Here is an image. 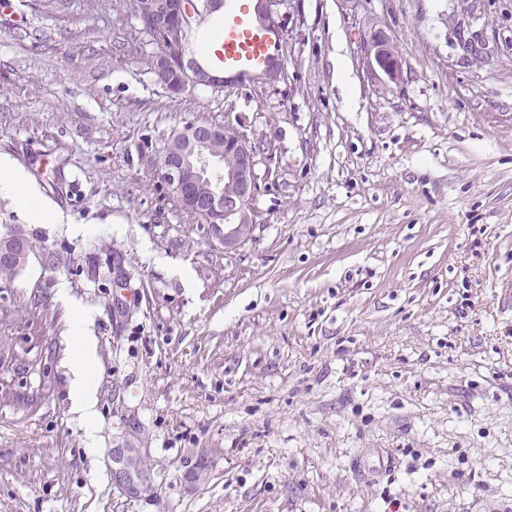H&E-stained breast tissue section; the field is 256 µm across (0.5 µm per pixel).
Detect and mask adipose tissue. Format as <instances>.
Here are the masks:
<instances>
[{"label":"adipose tissue","instance_id":"adipose-tissue-1","mask_svg":"<svg viewBox=\"0 0 512 512\" xmlns=\"http://www.w3.org/2000/svg\"><path fill=\"white\" fill-rule=\"evenodd\" d=\"M18 199L36 224H51L56 219L55 206L45 199L26 175L8 159L0 158V195ZM72 319L69 331L70 352L68 369L72 399L71 411L83 422L88 444L96 442L98 417V341L89 332L93 321L91 310L71 303Z\"/></svg>","mask_w":512,"mask_h":512}]
</instances>
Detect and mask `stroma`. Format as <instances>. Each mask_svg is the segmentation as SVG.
Returning <instances> with one entry per match:
<instances>
[{"label":"stroma","instance_id":"35a3bbf8","mask_svg":"<svg viewBox=\"0 0 512 512\" xmlns=\"http://www.w3.org/2000/svg\"><path fill=\"white\" fill-rule=\"evenodd\" d=\"M12 2L0 158L62 218L0 197L41 244L0 281V512H512V0H284L288 81L178 96L125 0ZM198 120L256 150L235 246L159 175ZM369 57V65L374 72L378 69L389 82L395 84L402 80V60L385 38L377 37L372 41ZM61 300L70 307L72 319L69 331L70 352L68 369L72 399L71 411L83 422L90 448L96 444L98 417V341L89 332L93 321L91 310L69 298L66 288L60 289Z\"/></svg>","mask_w":512,"mask_h":512}]
</instances>
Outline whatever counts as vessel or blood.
<instances>
[{
    "label": "vessel or blood",
    "mask_w": 512,
    "mask_h": 512,
    "mask_svg": "<svg viewBox=\"0 0 512 512\" xmlns=\"http://www.w3.org/2000/svg\"><path fill=\"white\" fill-rule=\"evenodd\" d=\"M217 40L224 47L221 61L225 71L243 78L264 68L277 52L275 32L256 23L244 0H232Z\"/></svg>",
    "instance_id": "1"
}]
</instances>
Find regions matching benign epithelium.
Listing matches in <instances>:
<instances>
[{"label":"benign epithelium","mask_w":512,"mask_h":512,"mask_svg":"<svg viewBox=\"0 0 512 512\" xmlns=\"http://www.w3.org/2000/svg\"><path fill=\"white\" fill-rule=\"evenodd\" d=\"M281 2L258 0L255 17L277 32L279 50L286 55L289 33L279 16ZM128 8L142 30L157 36L154 75L170 93L181 95L199 86L219 92L238 80L216 74L187 51L184 37L194 7L186 0H128ZM370 55L371 69L379 70L392 83L402 80V60L386 39H374ZM287 79L285 64L277 57L251 77L252 82L269 86ZM255 157V147L243 132L234 127L228 134L225 126L203 121L188 125L172 138L160 170L183 209L211 225L214 234L230 246L241 242L256 223L251 207L257 191ZM10 242L25 246V238L17 231L0 232L1 263L12 261Z\"/></svg>","instance_id":"benign-epithelium-1"}]
</instances>
